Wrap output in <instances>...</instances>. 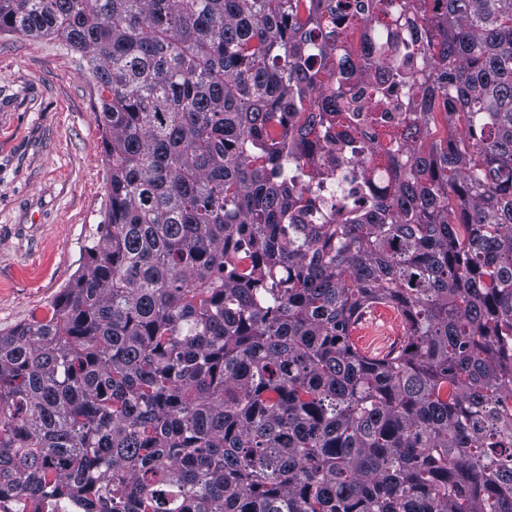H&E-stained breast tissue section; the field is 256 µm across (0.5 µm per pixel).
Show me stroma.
<instances>
[{
    "mask_svg": "<svg viewBox=\"0 0 512 512\" xmlns=\"http://www.w3.org/2000/svg\"><path fill=\"white\" fill-rule=\"evenodd\" d=\"M82 54L0 34V331L45 316L104 219L101 101Z\"/></svg>",
    "mask_w": 512,
    "mask_h": 512,
    "instance_id": "35a3bbf8",
    "label": "stroma"
}]
</instances>
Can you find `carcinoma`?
<instances>
[{
    "instance_id": "1",
    "label": "carcinoma",
    "mask_w": 512,
    "mask_h": 512,
    "mask_svg": "<svg viewBox=\"0 0 512 512\" xmlns=\"http://www.w3.org/2000/svg\"><path fill=\"white\" fill-rule=\"evenodd\" d=\"M3 32L85 54L108 194L0 332V494L512 512V0H0Z\"/></svg>"
}]
</instances>
